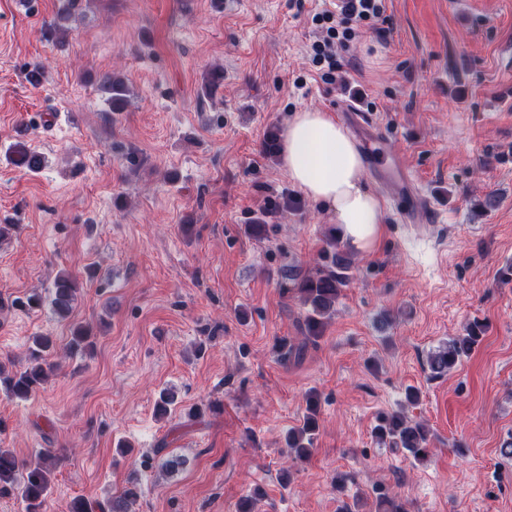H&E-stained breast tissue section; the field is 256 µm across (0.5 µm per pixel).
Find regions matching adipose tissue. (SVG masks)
<instances>
[{
    "mask_svg": "<svg viewBox=\"0 0 512 512\" xmlns=\"http://www.w3.org/2000/svg\"><path fill=\"white\" fill-rule=\"evenodd\" d=\"M280 155L292 184L331 211L340 241L358 254L374 250L382 233L383 209L362 183V158L348 130L318 109L293 113L283 131Z\"/></svg>",
    "mask_w": 512,
    "mask_h": 512,
    "instance_id": "1",
    "label": "adipose tissue"
}]
</instances>
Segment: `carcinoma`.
<instances>
[{"mask_svg": "<svg viewBox=\"0 0 512 512\" xmlns=\"http://www.w3.org/2000/svg\"><path fill=\"white\" fill-rule=\"evenodd\" d=\"M77 0H68L57 19L45 26L46 34L55 37L66 32L64 23L69 21L71 8ZM104 89L111 93L109 103L112 111L119 112L126 101L128 89L123 80L115 75L107 74L103 80ZM338 238L334 228H329L324 239L320 255L321 263L314 270L299 274L288 270V278L283 285V293L299 298L307 307L301 332L304 339L318 337L327 319L335 312L336 301L343 288L350 282L352 259L337 249ZM81 288L79 279L70 274L60 275L54 282V296L51 304L55 312L67 316L72 308L77 292ZM486 326L480 321L470 323L465 333L442 344L428 356V367L431 374L439 377L449 373L482 341ZM89 330L77 327L71 333L66 349L69 352H82L91 349L92 341ZM36 349L31 352L30 363L16 371L10 381L8 393L15 397L27 398L46 381L47 367L44 354L51 351L55 342L49 336H38L34 339ZM314 404H309L308 414L302 424L288 434L287 446L295 457L305 459L310 455L314 435L318 429ZM377 441L402 448L416 461H423L431 452L428 448L430 439L429 428L406 416L396 413L386 414L374 430ZM52 457V451L44 452L35 462L24 463L14 454L0 448V496L19 491L26 502V512H43V506L49 493L51 479L50 468L46 460ZM137 497V487L129 485L119 495L112 497L101 512H131L129 505ZM381 512H406L403 504L389 493L380 491L377 496Z\"/></svg>", "mask_w": 512, "mask_h": 512, "instance_id": "obj_1", "label": "carcinoma"}]
</instances>
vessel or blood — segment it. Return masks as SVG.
Listing matches in <instances>:
<instances>
[{"instance_id": "b4317fda", "label": "vessel or blood", "mask_w": 512, "mask_h": 512, "mask_svg": "<svg viewBox=\"0 0 512 512\" xmlns=\"http://www.w3.org/2000/svg\"><path fill=\"white\" fill-rule=\"evenodd\" d=\"M348 120L360 132L370 172L391 187L394 209L401 223L427 227L433 219V208L422 196L403 163L385 149L386 136L370 113L349 110Z\"/></svg>"}]
</instances>
